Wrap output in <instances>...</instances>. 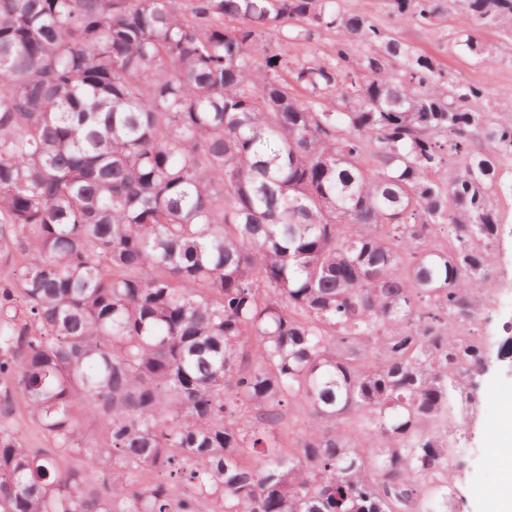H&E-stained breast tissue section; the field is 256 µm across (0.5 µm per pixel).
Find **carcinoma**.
<instances>
[{
  "mask_svg": "<svg viewBox=\"0 0 512 512\" xmlns=\"http://www.w3.org/2000/svg\"><path fill=\"white\" fill-rule=\"evenodd\" d=\"M457 2L489 57L512 0ZM291 20L343 39L268 52ZM483 99L340 0H0V512H456L512 178ZM14 418L18 423L19 435L27 448H52L51 438L29 418L20 400L16 403Z\"/></svg>",
  "mask_w": 512,
  "mask_h": 512,
  "instance_id": "obj_1",
  "label": "carcinoma"
}]
</instances>
